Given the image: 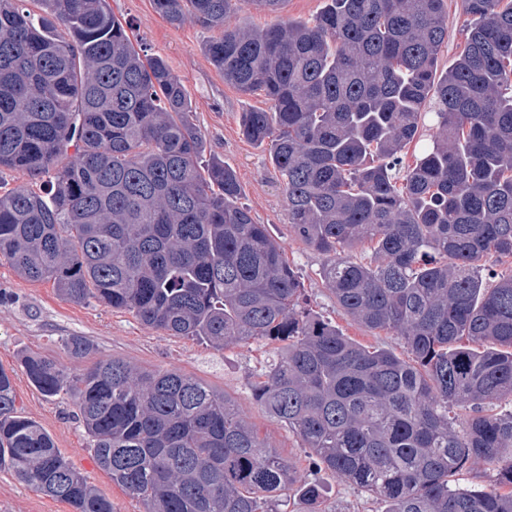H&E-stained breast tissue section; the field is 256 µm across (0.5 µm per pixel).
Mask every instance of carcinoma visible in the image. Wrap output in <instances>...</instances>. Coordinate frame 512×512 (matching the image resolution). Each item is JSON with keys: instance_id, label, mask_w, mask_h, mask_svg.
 <instances>
[{"instance_id": "carcinoma-1", "label": "carcinoma", "mask_w": 512, "mask_h": 512, "mask_svg": "<svg viewBox=\"0 0 512 512\" xmlns=\"http://www.w3.org/2000/svg\"><path fill=\"white\" fill-rule=\"evenodd\" d=\"M285 0H154L169 24L220 31L205 51L268 107L243 113L265 146L294 234L324 258L336 303L406 357L366 348L302 306L303 288L235 171L204 159L191 101L167 63L133 45L108 0H0V258L61 297L127 310L225 348L276 343L253 388L311 458L384 512H512V0H462L471 24L438 71L446 0H326L310 21L230 24ZM34 8H29L28 4ZM432 115L431 145L403 153ZM371 244V256L353 252ZM68 354L90 345L69 336ZM46 397L70 393L98 467L144 512H269L297 482L224 394L177 370L119 359L71 376L28 353ZM468 412L458 421L454 410ZM473 460L497 487L462 486ZM72 512H113L0 369V470ZM320 512V488L299 489Z\"/></svg>"}]
</instances>
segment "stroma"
<instances>
[{"mask_svg": "<svg viewBox=\"0 0 512 512\" xmlns=\"http://www.w3.org/2000/svg\"><path fill=\"white\" fill-rule=\"evenodd\" d=\"M323 5L324 0H287L280 16L245 9L234 21L255 28L274 23L279 17L308 21ZM111 7L131 38L143 44L149 54L166 60L185 86L192 101L190 118L202 134L206 156L221 158L236 170L243 189L242 203L282 245L290 266L301 277L308 308L363 346L405 356L406 350L394 333L368 330L341 311L320 278L322 255L302 243L290 229L284 194L267 150L245 139L240 131L243 113L266 108L267 102L262 95L242 93L225 82L204 52L213 31L192 20L170 25L157 14L152 0H111ZM65 336L85 337L91 345L88 358L70 357L61 345ZM27 352L55 361L71 375L82 372L88 362L111 357L146 370H180L224 393L294 464L299 476L308 473L299 438L252 396V384L271 359L270 345L251 342L220 350L194 339L172 336L145 325L131 312L94 301L64 300L52 283L23 281L0 261V367L13 378L18 406L52 436L74 467L111 499L115 512H144V507L95 464L69 393L46 397L32 385L20 361ZM319 480L323 487L321 512H383V503L336 476L324 472ZM0 512L72 509L0 471Z\"/></svg>", "mask_w": 512, "mask_h": 512, "instance_id": "1", "label": "stroma"}]
</instances>
